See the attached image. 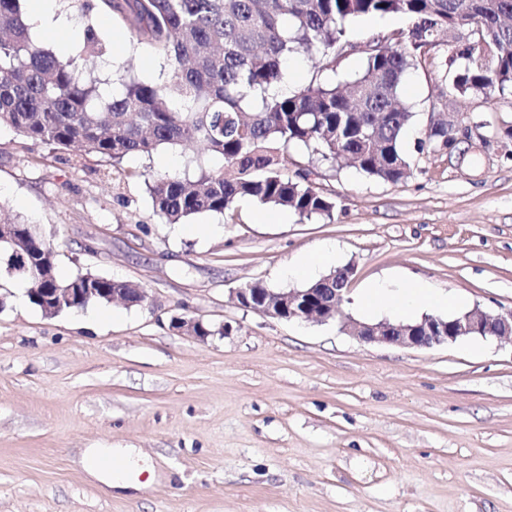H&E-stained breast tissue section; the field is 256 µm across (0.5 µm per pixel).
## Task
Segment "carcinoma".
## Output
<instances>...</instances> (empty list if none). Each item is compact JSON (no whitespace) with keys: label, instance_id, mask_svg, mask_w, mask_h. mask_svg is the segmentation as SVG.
<instances>
[{"label":"carcinoma","instance_id":"cac0c4a2","mask_svg":"<svg viewBox=\"0 0 512 512\" xmlns=\"http://www.w3.org/2000/svg\"><path fill=\"white\" fill-rule=\"evenodd\" d=\"M29 0H0V125L57 149L80 147L120 163L160 147L198 143L222 157L196 178L157 174L148 181L168 224L223 214L240 199L286 208L300 219L328 216L333 202L309 183L290 155L300 145L319 161H352L364 175L398 184L411 175L403 135L413 112L402 98L406 74L455 33L469 31L466 63L448 93H512V0H100L124 24L128 43L167 61L153 80L128 73L112 83L82 75L77 58L35 41ZM369 15H401L411 26L371 37L363 71L345 83L314 80L282 94L283 62L303 52L336 69L351 47L346 25ZM80 55H103L93 24ZM452 128L436 123L418 150L453 153ZM0 243L7 268L33 288H131L93 274L60 280L45 243L14 220Z\"/></svg>","mask_w":512,"mask_h":512}]
</instances>
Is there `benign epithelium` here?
Segmentation results:
<instances>
[{
    "instance_id": "1",
    "label": "benign epithelium",
    "mask_w": 512,
    "mask_h": 512,
    "mask_svg": "<svg viewBox=\"0 0 512 512\" xmlns=\"http://www.w3.org/2000/svg\"><path fill=\"white\" fill-rule=\"evenodd\" d=\"M479 124L465 113L454 119V131L470 136ZM343 276L336 278L334 288H244L235 290L238 304L246 309L261 312L278 319H298L326 323L337 321L344 333L360 343H379L400 348H430L453 343L466 337L512 338V309L492 314L478 307L444 318L435 314H423L411 322L381 321L366 323L342 313L348 301V285L354 268L342 269ZM28 297L39 302L44 314L53 316L63 311L85 308L91 299L111 304L120 301L127 306L139 305L146 298L142 288H31ZM173 327L204 340L209 331L203 320L193 317H177Z\"/></svg>"
}]
</instances>
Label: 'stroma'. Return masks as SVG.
<instances>
[{
    "mask_svg": "<svg viewBox=\"0 0 512 512\" xmlns=\"http://www.w3.org/2000/svg\"><path fill=\"white\" fill-rule=\"evenodd\" d=\"M408 26L395 15L348 24L355 52L332 71L291 56L289 91L355 77L359 45ZM121 32L101 31L104 59L82 70L157 77L164 60L113 43ZM446 57L430 51L403 85L406 181L312 164L334 204L325 219L281 209L264 222L263 206L241 200L187 219L182 235L155 212L148 178L221 159L179 146L113 166L0 127V204L50 236L58 277L88 270L146 292L137 306L48 316L0 278V512H512L511 340L361 344L338 323L272 318L234 298L253 281L302 287L288 267L332 242L337 265L354 268L343 312L355 319L394 320L358 305L391 279L428 281L461 311L512 308V94L449 98ZM434 110L480 124L463 161L417 152ZM182 313L212 335L172 328ZM102 447L147 457V495H115L75 463L78 449Z\"/></svg>",
    "mask_w": 512,
    "mask_h": 512,
    "instance_id": "stroma-1",
    "label": "stroma"
}]
</instances>
